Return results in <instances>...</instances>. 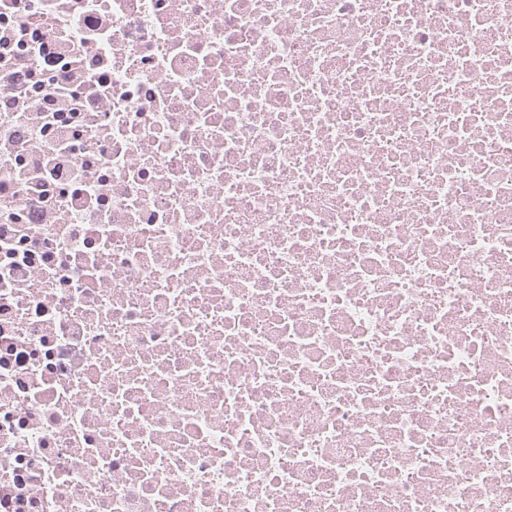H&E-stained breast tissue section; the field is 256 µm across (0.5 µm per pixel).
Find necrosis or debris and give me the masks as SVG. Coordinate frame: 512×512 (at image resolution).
Here are the masks:
<instances>
[{
	"mask_svg": "<svg viewBox=\"0 0 512 512\" xmlns=\"http://www.w3.org/2000/svg\"><path fill=\"white\" fill-rule=\"evenodd\" d=\"M0 512H512V0H0Z\"/></svg>",
	"mask_w": 512,
	"mask_h": 512,
	"instance_id": "necrosis-or-debris-1",
	"label": "necrosis or debris"
}]
</instances>
